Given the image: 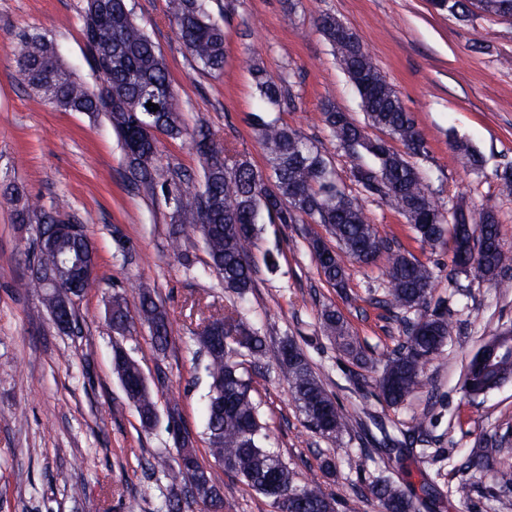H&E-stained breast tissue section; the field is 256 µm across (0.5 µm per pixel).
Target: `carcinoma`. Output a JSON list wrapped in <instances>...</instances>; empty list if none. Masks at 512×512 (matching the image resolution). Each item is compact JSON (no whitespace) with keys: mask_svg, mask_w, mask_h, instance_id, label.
I'll return each instance as SVG.
<instances>
[{"mask_svg":"<svg viewBox=\"0 0 512 512\" xmlns=\"http://www.w3.org/2000/svg\"><path fill=\"white\" fill-rule=\"evenodd\" d=\"M207 0H170V21L178 39L203 71L224 69V28L212 21ZM500 17H512V0H463L459 19L466 20L471 7ZM344 24L330 13L322 14L317 28L329 41L349 81L357 91L368 124L401 142L405 151L393 150L378 139L371 149L363 127L354 123L327 100L322 104V121L339 146L352 155L366 152L375 161L372 166H358L352 176L366 194L377 196L402 213L412 224L423 243H433L444 233V212L429 194L410 158L425 153V140L393 86L386 80L365 51L360 38L336 43V30ZM84 36L91 43L95 68L102 69L103 80L121 104L112 106L108 116L120 135L124 149L136 148L143 162L129 165L131 178L146 187L155 184L159 153L157 135H189L190 142L205 160L203 188L190 189L183 184L163 188L166 202L173 205L178 221L200 231L208 255L224 281V288L240 297L254 288V270L250 262V244L259 232L261 212L275 216L282 224H293L306 216L323 224L336 239V249L321 240L310 241L311 251L327 282L343 287L349 266L369 264L386 248L384 240L371 224L358 196L340 186L336 170L312 143L297 130L263 117L255 116L254 129L264 146L273 173V185L263 174L244 161L227 155V150L213 140L209 129L199 127L187 132L176 101L163 98L162 90L171 87L165 61L147 33L133 17L127 0H86ZM259 94L263 112L269 107L293 106L291 91L276 81L259 65L246 60ZM23 83L40 94L46 105L66 112L99 111L98 102L71 73L67 72L46 34H26L16 58ZM153 103L156 108L146 107ZM18 224H59L57 211L33 209L24 203L15 209ZM465 236L472 241L470 262L453 255L456 268L475 270L487 279L498 278L508 257L501 248L499 225L492 211H483L478 221L461 216L452 223V239ZM57 248L90 257L89 245L81 235L63 237ZM29 274L20 287L32 290L47 301V274L54 272L55 252L34 248ZM389 288L383 303L393 310L412 311L405 321L406 339L388 356L375 379L378 396L388 405L407 400L421 383L424 361L437 356L448 342V320L428 313L432 272L414 258L396 251L389 256ZM114 314L110 324L121 336L131 332L135 321L147 323L155 348L164 351L170 344L171 330L167 313L153 300L148 288L141 289L137 316L130 314L125 299L115 294ZM325 331L345 350L367 363V358L348 334L343 320L335 311L322 312ZM209 358L205 367L210 379L206 405V430L209 451L227 474L244 481L256 493L279 501L280 512H336V502L318 486L295 483L293 474L279 452L269 446L264 433L259 405L251 396L250 376L234 361L236 356L249 358L257 366L263 361L264 340L238 316L224 313V347L210 345L208 331L197 336ZM279 367L288 381L295 401L308 425L315 432L330 436L353 427L352 416L325 389L309 361L296 343L288 338L281 345ZM113 371L118 379L139 376V363L122 348L114 349ZM489 377L469 371L463 380L466 395L488 389ZM134 407L140 420H149L158 409L151 390L138 393ZM365 456L382 452L400 457L407 441L383 432L382 439L367 441ZM499 448L492 438L472 452L468 467L483 474L498 462ZM170 483L165 498L166 512H182L181 499L175 492L180 486L194 485L196 495L211 512H224V497L215 473L202 466L197 458L173 464L158 461ZM369 494L383 512H418L429 507L433 487L427 486L424 497L407 492L389 475L379 476L369 486Z\"/></svg>","mask_w":512,"mask_h":512,"instance_id":"1","label":"carcinoma"}]
</instances>
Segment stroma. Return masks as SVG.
Returning <instances> with one entry per match:
<instances>
[{"label":"stroma","mask_w":512,"mask_h":512,"mask_svg":"<svg viewBox=\"0 0 512 512\" xmlns=\"http://www.w3.org/2000/svg\"><path fill=\"white\" fill-rule=\"evenodd\" d=\"M166 4L128 0L165 58L185 127L207 126L217 145L270 175L252 127L259 96L242 63L253 56L295 97L293 107L267 112V120L316 145L356 195L352 170L371 159L339 148L321 118V104L330 99L357 124L365 122L356 90L316 27L321 14L336 15L360 36L422 132L426 152L413 163L433 200L447 214L461 206L496 213L509 258L505 275L489 280L455 270L450 236L425 245L403 214L367 198L379 235L432 270L430 309L450 324L448 343L426 363L418 389L402 405L387 406L376 396L374 371L404 340L401 314L381 304L387 254L351 266L345 287L337 288L325 281L308 246L316 236L335 246L324 225L305 217L294 224L265 220L250 251L253 290L242 298L227 292L193 227H185L179 248L171 246L177 217L163 185L186 177L203 183L204 161L188 139L160 136L155 187L134 185L106 113L51 109L18 77L19 38L37 30L87 87H96L84 0H0V191L22 186L29 204L47 210L66 200L61 217L83 225L98 281L75 302L77 329L59 330L39 297L18 286L28 274L34 229L14 223L11 205L0 201V512H161L168 480L156 470L157 459L176 457L187 438L202 464L213 462L204 416L207 358L195 334L227 311L266 339V357L251 379L272 446L299 483L333 495L338 512H382L366 494L379 470L361 453L364 422L426 430V456H406L391 476L415 490L433 484L439 492L433 512H512V380L475 400L462 389L483 342L512 325V196L499 194L496 179L497 169L512 164V20L479 13L462 21L431 0H209L224 28L225 61L223 71L206 73L180 45ZM454 139L481 153V171L453 150ZM144 288L153 289L168 314L172 341L163 351L147 325L122 337L106 317L113 294L133 311ZM328 308L343 318L370 367L357 366L328 337L321 320ZM286 337L296 340L359 427L324 437L308 426L278 365ZM118 345L138 361L157 400L152 429L142 428L112 371ZM486 436L501 442L502 462L481 475L465 462ZM219 482L224 512H278L239 478L223 474ZM462 485L468 497L458 495Z\"/></svg>","instance_id":"35a3bbf8"}]
</instances>
